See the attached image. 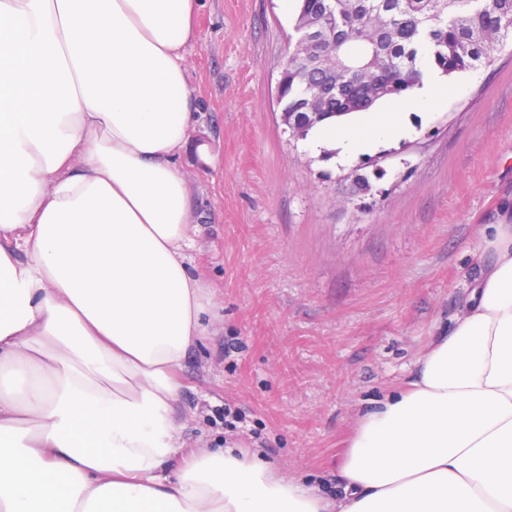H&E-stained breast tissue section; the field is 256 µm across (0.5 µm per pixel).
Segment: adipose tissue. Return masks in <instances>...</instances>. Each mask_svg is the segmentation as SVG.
<instances>
[{
    "instance_id": "ef3b65f1",
    "label": "adipose tissue",
    "mask_w": 512,
    "mask_h": 512,
    "mask_svg": "<svg viewBox=\"0 0 512 512\" xmlns=\"http://www.w3.org/2000/svg\"><path fill=\"white\" fill-rule=\"evenodd\" d=\"M197 9L0 0V512H512V224L448 335L360 416L341 494L180 443L176 371L215 308L178 164ZM420 68L372 141L451 95Z\"/></svg>"
}]
</instances>
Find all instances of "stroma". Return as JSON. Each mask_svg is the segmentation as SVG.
Segmentation results:
<instances>
[{
	"instance_id": "stroma-1",
	"label": "stroma",
	"mask_w": 512,
	"mask_h": 512,
	"mask_svg": "<svg viewBox=\"0 0 512 512\" xmlns=\"http://www.w3.org/2000/svg\"><path fill=\"white\" fill-rule=\"evenodd\" d=\"M296 15V0L199 3L180 164L189 270L221 319L177 372L175 417L184 447L259 449L329 496L360 415L450 330L479 227L512 224V50L448 77L453 95L398 140L342 161L281 121Z\"/></svg>"
}]
</instances>
